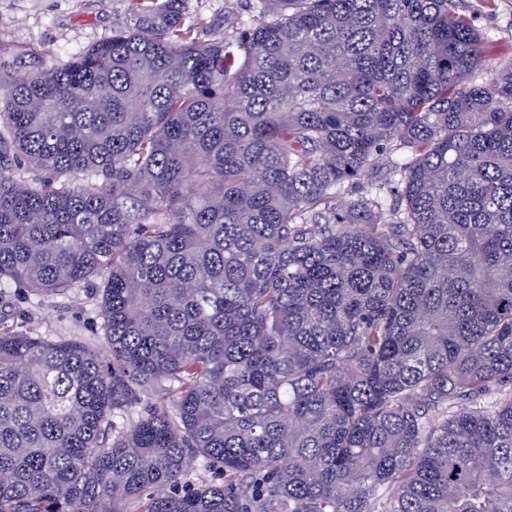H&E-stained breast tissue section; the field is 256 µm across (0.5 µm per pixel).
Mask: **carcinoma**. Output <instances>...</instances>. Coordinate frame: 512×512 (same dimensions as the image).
Segmentation results:
<instances>
[{
  "label": "carcinoma",
  "mask_w": 512,
  "mask_h": 512,
  "mask_svg": "<svg viewBox=\"0 0 512 512\" xmlns=\"http://www.w3.org/2000/svg\"><path fill=\"white\" fill-rule=\"evenodd\" d=\"M127 2L0 67L42 173L0 170V288L97 289L107 346L0 330V512H512V65L471 81L453 0H265L234 41ZM375 175L390 219L338 211Z\"/></svg>",
  "instance_id": "1"
}]
</instances>
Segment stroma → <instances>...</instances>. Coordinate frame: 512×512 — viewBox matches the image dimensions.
Listing matches in <instances>:
<instances>
[{
  "mask_svg": "<svg viewBox=\"0 0 512 512\" xmlns=\"http://www.w3.org/2000/svg\"><path fill=\"white\" fill-rule=\"evenodd\" d=\"M203 39H235L264 11L263 0H186ZM125 0H0V58L36 70L59 62L111 36L126 18ZM483 37L489 55L475 82L512 62V0H455ZM100 296L93 288L37 298L11 287L0 290V328L26 330L52 340L94 345L100 335Z\"/></svg>",
  "mask_w": 512,
  "mask_h": 512,
  "instance_id": "obj_1",
  "label": "stroma"
}]
</instances>
